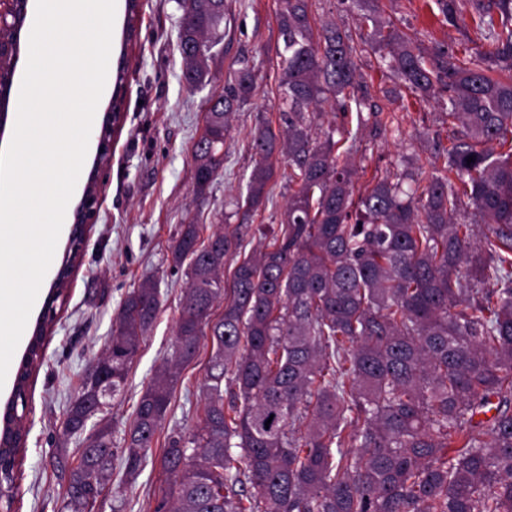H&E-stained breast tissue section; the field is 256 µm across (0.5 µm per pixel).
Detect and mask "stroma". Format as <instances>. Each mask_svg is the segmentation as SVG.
<instances>
[{
    "mask_svg": "<svg viewBox=\"0 0 512 512\" xmlns=\"http://www.w3.org/2000/svg\"><path fill=\"white\" fill-rule=\"evenodd\" d=\"M224 38L210 62L209 83L189 90L181 78L178 29L182 11L176 0H143L136 36L125 41V0H116L110 58L125 66L126 110L112 137L111 164L98 188L99 216L89 230L86 250L71 276L66 303L57 313L54 334L45 343V358L35 369L28 394L35 422L18 472L16 512H65V484L56 475L52 456L59 447L76 449L80 440L64 437L66 406L86 379L94 357L111 336L126 295L147 278L160 291V309L133 361L125 391L103 418L121 438L136 404L171 350L181 314L184 269L174 267L172 251L183 224L199 225L208 237L224 224V204L244 195L253 165V133L260 122L281 128L278 110L280 40L278 0H227ZM383 20L393 22L424 45L477 39V17L465 11L458 26L426 7L424 0H381ZM379 56L361 59L367 81L384 87L377 102L386 129L380 135L360 130L352 160L360 167V184L372 178L413 172L418 182L434 173L429 148L420 146L422 132L447 135L439 115L443 104L423 101L382 76ZM253 68L258 88L235 112L224 145V169L204 197L193 192L192 145L203 126L208 99L232 82L243 67ZM269 200L254 212L242 236L246 249L260 243L259 227L279 225L288 198V164L278 160L269 184ZM212 354L203 341L197 358L184 367L161 430L146 451L145 468L129 479L115 466L112 487L94 512H154L169 489L162 466L168 436L186 433L196 424L204 402L202 387Z\"/></svg>",
    "mask_w": 512,
    "mask_h": 512,
    "instance_id": "stroma-1",
    "label": "stroma"
}]
</instances>
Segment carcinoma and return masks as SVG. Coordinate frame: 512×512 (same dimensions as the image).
<instances>
[{
  "label": "carcinoma",
  "mask_w": 512,
  "mask_h": 512,
  "mask_svg": "<svg viewBox=\"0 0 512 512\" xmlns=\"http://www.w3.org/2000/svg\"><path fill=\"white\" fill-rule=\"evenodd\" d=\"M353 35L342 19L315 27L310 0H279V111L259 125L246 194L225 215L247 220L269 200L273 160L288 162L278 228L220 269L238 233L182 227L174 265H187L171 358L141 394L121 445L98 426L73 454L57 449L68 512H93L115 460L138 477L180 374L212 340L204 415L172 435L162 463L169 495L154 512H512V0H432L449 25L479 18L476 48L413 37L360 0ZM183 81L208 84L225 0H180ZM378 42L379 67L414 96L445 98L451 145L434 141L445 175L402 196L387 177L356 191L357 134L324 125V106L355 110L357 129L386 126L359 58ZM256 89L238 71L210 101L194 142V193L224 169L230 117ZM472 158L474 162L467 163ZM157 282L123 300L95 366L112 367V395L159 310ZM224 304L216 318L212 310ZM230 400L224 401V392ZM90 396L69 402L63 435L88 427ZM485 420L478 416L488 412Z\"/></svg>",
  "instance_id": "carcinoma-1"
}]
</instances>
